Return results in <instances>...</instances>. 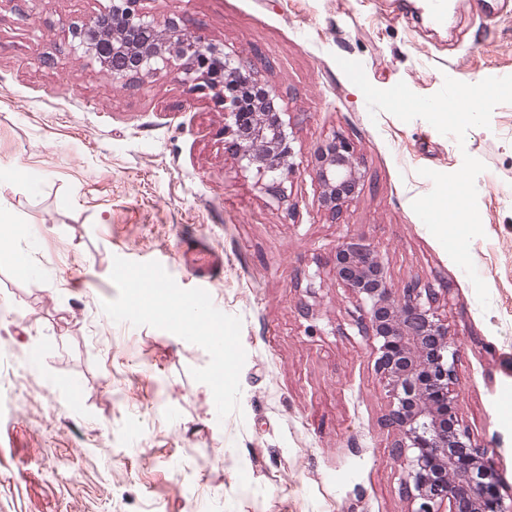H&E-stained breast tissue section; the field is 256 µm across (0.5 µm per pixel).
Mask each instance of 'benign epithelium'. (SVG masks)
Here are the masks:
<instances>
[{
  "label": "benign epithelium",
  "instance_id": "benign-epithelium-1",
  "mask_svg": "<svg viewBox=\"0 0 512 512\" xmlns=\"http://www.w3.org/2000/svg\"><path fill=\"white\" fill-rule=\"evenodd\" d=\"M71 47L99 63L112 83L176 71L191 92L211 90L224 105V138L244 171L275 202L288 201L295 172L294 135L279 90L238 55L224 52L181 18L155 17L143 0H111V6L69 26ZM310 175L318 182L321 210L335 219L354 199L366 174L353 143L342 134L313 150ZM336 286L356 299L358 332L377 341L375 367L389 398L383 425L397 434L392 458L404 472L413 512H505L501 486L457 417V350L435 297L416 281L394 286L372 243L345 238L336 245Z\"/></svg>",
  "mask_w": 512,
  "mask_h": 512
}]
</instances>
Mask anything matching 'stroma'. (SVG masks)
<instances>
[{"label":"stroma","mask_w":512,"mask_h":512,"mask_svg":"<svg viewBox=\"0 0 512 512\" xmlns=\"http://www.w3.org/2000/svg\"><path fill=\"white\" fill-rule=\"evenodd\" d=\"M450 3L441 29L423 0H146L280 88L298 166L280 205L225 149L213 92L174 73L124 89L71 51L69 24L110 0H0V207L29 260L0 261V512H414L374 343L331 275L347 237L378 248L394 285L433 289L460 424L512 512V104L460 144L421 118L370 116L336 63L424 96L512 75V0L494 18ZM335 133L367 172L337 224L307 171ZM467 154L486 166L470 244L486 310L411 207L432 188L420 169L452 173ZM197 239L224 257L211 293L234 325L220 409L210 344L133 300L160 262L193 292L183 244Z\"/></svg>","instance_id":"35a3bbf8"}]
</instances>
